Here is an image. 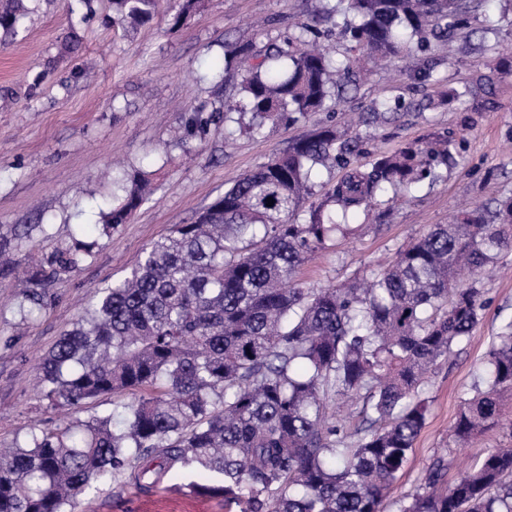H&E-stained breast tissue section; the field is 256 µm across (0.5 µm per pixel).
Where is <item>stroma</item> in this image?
<instances>
[{
	"instance_id": "35a3bbf8",
	"label": "stroma",
	"mask_w": 512,
	"mask_h": 512,
	"mask_svg": "<svg viewBox=\"0 0 512 512\" xmlns=\"http://www.w3.org/2000/svg\"><path fill=\"white\" fill-rule=\"evenodd\" d=\"M180 0H160L153 20L130 27L114 21L112 0H96L88 22L69 16L66 0H31L24 30L0 36V448L22 442L33 424L63 427L73 418L108 412L111 402L64 416L47 409L36 389L42 358L97 289L124 276L143 249L196 215L240 175L306 135L309 124L232 133L224 125L206 138L187 136L191 106L236 94L234 82L206 78L229 46L264 50L269 39L312 21L319 0H200L180 27L169 17ZM432 76L414 80L404 64L378 69L344 94L331 119L344 125L373 102H408L396 121L378 127L369 151H392L446 133L464 152L442 179L400 194L390 216L357 217L355 235L317 252L296 281L306 288L365 279L411 238L447 223L462 207L512 195V0H482L471 27L451 44L422 56ZM151 174L153 193L128 224L104 232L115 191L114 170ZM83 225L92 254L42 286L46 306L22 322L19 305L43 258L68 248ZM488 299L469 339L439 363L425 386L428 413L386 512L445 456L456 479L488 448L508 442L502 430L456 447L453 426L493 338L512 321V251L482 276ZM78 512H224L215 498L140 490L113 478L80 499Z\"/></svg>"
}]
</instances>
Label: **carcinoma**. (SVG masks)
Returning a JSON list of instances; mask_svg holds the SVG:
<instances>
[{
	"instance_id": "carcinoma-1",
	"label": "carcinoma",
	"mask_w": 512,
	"mask_h": 512,
	"mask_svg": "<svg viewBox=\"0 0 512 512\" xmlns=\"http://www.w3.org/2000/svg\"><path fill=\"white\" fill-rule=\"evenodd\" d=\"M341 62L301 23L251 63L240 58L238 99L184 116L191 136L238 115L239 130L313 123V130L241 175L190 224L152 242L123 278L97 293L42 360L39 397L76 411L106 396L131 401L62 429L34 427L0 449V512H76L92 483L124 474L143 490L185 469L212 476L172 488L224 500L227 512H384L423 427L428 374L468 338L487 306L478 274L512 250V196L453 214L400 249L371 279L302 288L296 269L353 234L349 218L383 204L389 187L433 183L462 150L446 135L410 143L368 164L366 137L319 115L367 71L361 57L402 60L470 26L472 0H320ZM158 0H112L131 26ZM24 0L0 10V29L25 28ZM404 107L382 102L362 117L377 127ZM341 172L318 206L303 209L312 176ZM148 173L124 191L103 230L127 223L148 199ZM274 200L268 205L267 198ZM90 255L79 238L30 279L45 281ZM512 398V322L494 337L480 381L454 425L463 447L499 426ZM362 401L354 424L330 402ZM435 458L397 512H512V446L489 449L453 483Z\"/></svg>"
}]
</instances>
